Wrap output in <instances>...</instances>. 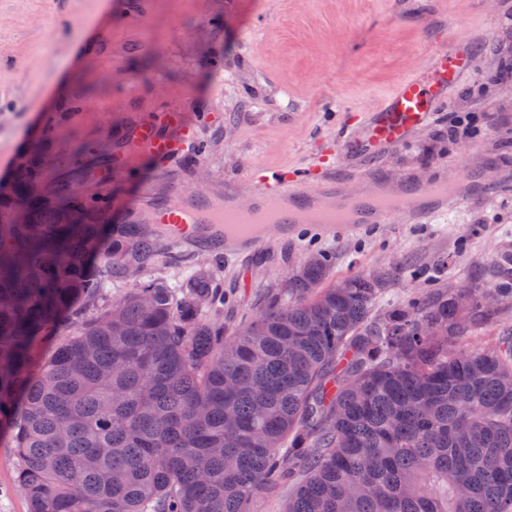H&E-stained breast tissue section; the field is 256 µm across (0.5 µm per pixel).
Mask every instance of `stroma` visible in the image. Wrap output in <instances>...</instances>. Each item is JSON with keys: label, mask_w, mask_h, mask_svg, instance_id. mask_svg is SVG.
Returning <instances> with one entry per match:
<instances>
[{"label": "stroma", "mask_w": 512, "mask_h": 512, "mask_svg": "<svg viewBox=\"0 0 512 512\" xmlns=\"http://www.w3.org/2000/svg\"><path fill=\"white\" fill-rule=\"evenodd\" d=\"M473 45L470 71L406 144L363 162L344 158L349 185L462 177L466 169L512 178V0H0V182L39 146L45 185L94 193L92 171L126 144L133 122L175 108L199 123L167 166L132 155L105 189L111 214L147 216L187 194L247 191L249 169L304 168L336 151V130L374 108L396 84L447 48ZM477 112L467 138L448 115ZM335 253L329 274L400 267L387 300L454 288L512 252V187L450 203L418 224L288 238L213 263L194 241L162 240L142 279L178 283L210 272L229 297L224 318L249 322L271 296L288 297V274L317 251ZM452 263L437 267V256ZM16 459L0 440V512H28L13 485Z\"/></svg>", "instance_id": "35a3bbf8"}]
</instances>
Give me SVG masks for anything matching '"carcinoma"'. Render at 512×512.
<instances>
[{
    "label": "carcinoma",
    "instance_id": "carcinoma-1",
    "mask_svg": "<svg viewBox=\"0 0 512 512\" xmlns=\"http://www.w3.org/2000/svg\"><path fill=\"white\" fill-rule=\"evenodd\" d=\"M45 167L0 193V433L29 512H255L284 483V512H512V328L467 344L504 316L483 299L512 293L511 256L383 306L396 270L328 285L319 252L230 331L209 273L138 277L160 228L31 193Z\"/></svg>",
    "mask_w": 512,
    "mask_h": 512
}]
</instances>
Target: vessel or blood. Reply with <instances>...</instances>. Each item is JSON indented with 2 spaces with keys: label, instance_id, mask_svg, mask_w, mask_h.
I'll return each instance as SVG.
<instances>
[{
  "label": "vessel or blood",
  "instance_id": "obj_1",
  "mask_svg": "<svg viewBox=\"0 0 512 512\" xmlns=\"http://www.w3.org/2000/svg\"><path fill=\"white\" fill-rule=\"evenodd\" d=\"M472 49L467 39L455 36L448 49L438 51L427 69L417 76L402 79L373 111L364 113V137H349L340 132L337 143L353 156L364 152L380 153L408 142L411 134L423 126L432 106L443 100L448 89L469 71ZM178 112H166L134 125L129 133L132 145L142 153L163 161L177 156L179 147L167 132L177 125L183 137L198 135L194 125L182 123ZM335 159L313 164L304 173L287 169L252 168L250 203L233 199L215 205L203 196L191 202H177L154 214V223L164 225L170 239L186 235L195 224H217L227 231L226 238L238 252L246 253L265 243L286 238L289 229L301 223V212L312 208L311 223L325 231H356L368 224L407 222L419 216L417 197L432 201L457 199L458 183L437 179L429 183L408 182L393 193H350L334 180Z\"/></svg>",
  "mask_w": 512,
  "mask_h": 512
}]
</instances>
